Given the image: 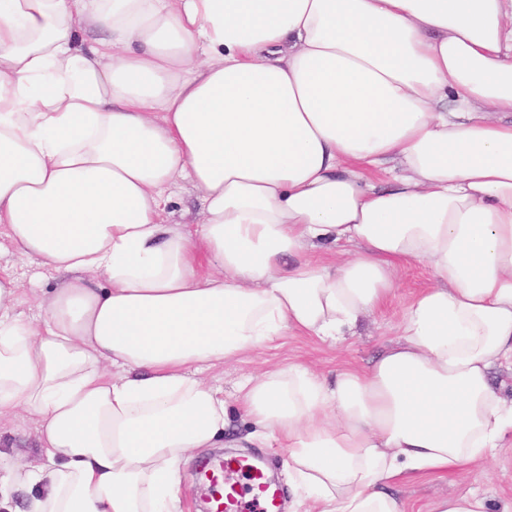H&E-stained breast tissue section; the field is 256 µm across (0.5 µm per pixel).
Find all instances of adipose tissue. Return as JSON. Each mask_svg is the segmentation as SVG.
Returning <instances> with one entry per match:
<instances>
[{"instance_id":"adipose-tissue-1","label":"adipose tissue","mask_w":512,"mask_h":512,"mask_svg":"<svg viewBox=\"0 0 512 512\" xmlns=\"http://www.w3.org/2000/svg\"><path fill=\"white\" fill-rule=\"evenodd\" d=\"M0 225L61 279L37 329L0 276L25 512H181V461L224 445L201 372L354 335L422 261L367 367L238 389L316 512H406L390 487L512 440V0H0ZM200 207L198 196L192 188L177 189L167 207L169 220L191 229L193 224L190 223L196 219ZM17 439H24L27 442L26 448H9L10 444ZM36 447L34 417L24 411H2L0 414V453L11 456L17 451H21L30 460L38 461L41 460V451Z\"/></svg>"}]
</instances>
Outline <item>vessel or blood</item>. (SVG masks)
<instances>
[{"mask_svg":"<svg viewBox=\"0 0 512 512\" xmlns=\"http://www.w3.org/2000/svg\"><path fill=\"white\" fill-rule=\"evenodd\" d=\"M224 468L242 473L255 494L247 501L244 500L242 491L229 489L216 502L215 512H281V491L276 485L266 482L265 469L258 460L230 458L225 460Z\"/></svg>","mask_w":512,"mask_h":512,"instance_id":"b4317fda","label":"vessel or blood"}]
</instances>
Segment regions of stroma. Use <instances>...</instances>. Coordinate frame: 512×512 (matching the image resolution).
<instances>
[{
	"instance_id": "35a3bbf8",
	"label": "stroma",
	"mask_w": 512,
	"mask_h": 512,
	"mask_svg": "<svg viewBox=\"0 0 512 512\" xmlns=\"http://www.w3.org/2000/svg\"><path fill=\"white\" fill-rule=\"evenodd\" d=\"M6 272L16 274L19 281L17 314L24 321L36 322L39 317L37 297L51 291L57 281L40 272L35 263L19 256L0 230V274ZM433 283L425 263H410L398 271L388 304L366 318L356 335L331 344L288 333L253 353L227 359L223 366L206 371L205 379L224 391L226 445H233L254 428L237 401L239 382L291 363L324 373L335 372L336 368L348 364L366 366L385 345L397 341L403 309ZM18 439L25 440V453L30 460H40L34 417L24 411L1 412L0 454L12 455L11 444ZM248 452L264 458L272 473L277 475L285 492L284 512H307L305 492L289 480L284 450L267 444L249 447ZM216 454V449H205L181 467L178 496L184 512H202L209 488L199 474L200 465ZM470 490L485 497L487 512H512V447L499 449L496 457L483 465L442 476L425 475L412 484L395 487L393 493L406 503L407 512H436L441 501Z\"/></svg>"
}]
</instances>
